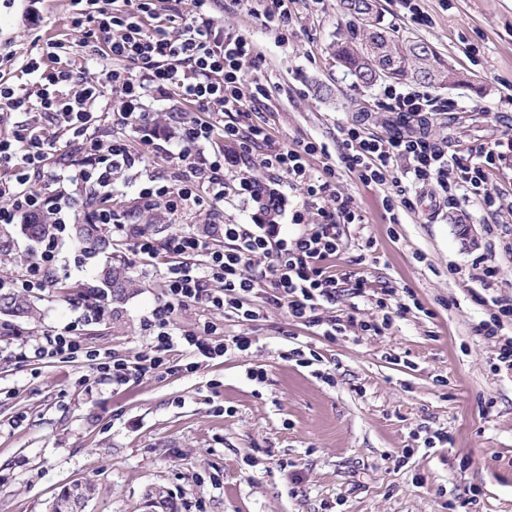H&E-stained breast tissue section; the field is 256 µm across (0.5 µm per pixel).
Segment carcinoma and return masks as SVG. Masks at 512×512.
<instances>
[{"label":"carcinoma","instance_id":"cac0c4a2","mask_svg":"<svg viewBox=\"0 0 512 512\" xmlns=\"http://www.w3.org/2000/svg\"><path fill=\"white\" fill-rule=\"evenodd\" d=\"M341 5L344 16L348 18L350 36L333 46V55L357 82L372 85L378 81L366 52V48L370 47L381 54L380 63L387 78L431 87L448 86V62L430 44L400 37L394 29L384 25L378 0H341ZM368 7L372 8L375 15L374 24L370 28L364 26L361 19L364 9ZM22 230L29 237L40 239L52 232L53 224L47 217L40 224L22 225ZM72 231L79 245L89 254L104 253L110 247L109 239L98 224L84 221L73 225ZM102 280L117 300L123 299L132 286L129 266L124 262L105 266ZM0 311L27 317L35 313L27 299L11 292L0 293Z\"/></svg>","mask_w":512,"mask_h":512}]
</instances>
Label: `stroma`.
<instances>
[{"label": "stroma", "mask_w": 512, "mask_h": 512, "mask_svg": "<svg viewBox=\"0 0 512 512\" xmlns=\"http://www.w3.org/2000/svg\"><path fill=\"white\" fill-rule=\"evenodd\" d=\"M383 20L400 35L431 43L470 84L437 89L455 109L439 116L433 135L449 146L491 141L512 129V0H419L410 13L402 0H380ZM266 0H217L219 24L251 36L264 56L260 78L269 90L262 113L277 139L310 138L336 153L339 127L367 117L374 133H393V113L377 105L384 86L354 84L328 46L348 34L339 0H296L287 42L265 25ZM70 41L69 0H0V76L21 83L20 64L38 41L58 34ZM118 95L105 90L94 128L102 141L122 138L142 149V131L117 121ZM12 121L42 129L57 142L50 161L65 174L83 162L69 134L39 112ZM175 160L148 156L112 179L111 204L130 212L157 240L172 231L247 224L255 205L227 198L211 212L189 206L142 212L135 198L150 176L177 179ZM365 221L350 226L339 269L364 273L374 287L409 288L424 309L396 316L385 336L328 342L289 325L285 312L267 307L265 320L244 323L194 306L180 311L178 328L201 319L222 336H253L249 351L202 362L198 371L79 384L83 360L49 363L20 358L26 339L57 330L80 315L81 295L108 257L125 259L134 286L112 301L99 323L82 326L81 341L99 351L131 356L146 343L143 316L163 295V261L142 262L127 245L85 255L66 235L58 281L28 293L37 314L0 312V512H47L75 483H92L85 512H512V375L494 373V340L475 326L487 308L470 279L482 252L484 227L512 235V213L465 203V223L436 213L431 190L397 225L386 224L381 188L349 174L337 182ZM379 244V260H360L365 238ZM39 250L20 225L0 233V278L20 275ZM457 274H449V267ZM308 347L318 368L284 360V350ZM262 366L264 383L247 377ZM332 382H324V374ZM448 436L433 448L425 442Z\"/></svg>", "instance_id": "stroma-1"}]
</instances>
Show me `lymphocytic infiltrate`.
Instances as JSON below:
<instances>
[{
	"label": "lymphocytic infiltrate",
	"mask_w": 512,
	"mask_h": 512,
	"mask_svg": "<svg viewBox=\"0 0 512 512\" xmlns=\"http://www.w3.org/2000/svg\"><path fill=\"white\" fill-rule=\"evenodd\" d=\"M214 3L70 0L71 24L81 34L78 44L50 39L41 56L27 58L21 72L33 79V88L0 79V122L15 112L47 113L71 132L85 156L69 178H60L48 166L56 149L53 140L35 126L14 124L0 137V168L12 172L9 180L0 181L1 227L47 214L64 224L63 211L71 206L67 185H89L108 195L115 173L143 162V153L133 150L126 140L115 139L108 148H101L91 129L94 106L106 85L122 99L123 122L140 129L154 122L143 103L149 90L169 92L190 109L178 120L182 143L178 159L185 172L174 183L149 177L138 192L141 208L150 211L161 205L175 212L190 204H204L214 209L230 196L258 205L252 223L224 225L220 246L189 230L175 232L160 244L145 228L130 223L126 212L109 206L91 211L93 223L108 227L133 256L153 260L164 253L171 258L163 273L164 294L144 320L149 342L129 358L87 350L77 337L79 324L101 318L109 305L107 294L91 287L80 322L23 343L22 358L82 357L93 377L123 384L133 377L174 370L178 366L173 354L178 349L186 357L178 368L193 373L201 361L252 347L249 336L216 338L217 327L209 320L197 330L178 331L177 313L189 306L218 310L248 323L264 319V307L269 304L285 311L291 325L315 329L330 342L355 328L369 336L387 335L394 315L411 309L396 288H381L379 314L372 319H359L353 311L343 316L322 313L324 306L335 304L343 294L361 297L371 288L365 276L339 273L331 265L348 226L364 221L354 199L336 188L340 166L363 184L383 187L382 206L392 224L399 223L402 212L413 210L414 195L428 186L436 187L435 204L448 213L461 212L466 198L489 211L512 209V189L493 194L486 188L491 171L512 162V134L449 153L447 140L432 138L427 132L438 116L447 114L448 104L420 89L401 91L389 85L383 90L385 109L404 122L417 123L418 131L380 136L369 132L364 121L346 123L340 128L339 164H324L319 174H311L309 158L326 154V146L313 139L283 144L272 137L266 122L254 121V114L264 105L266 86L256 80L248 95L241 86L247 74L260 72L263 57L246 34L224 30L216 23ZM177 18L182 25L176 29L172 23ZM96 43L101 44L102 55L111 59V66L94 73L87 67L76 72L61 65V55ZM217 138L231 144V151L209 159L195 158L193 147ZM256 167L284 180L288 187H301L303 210H316L317 224L301 228V212L292 216L297 231L288 232L279 224L286 198L250 176V169ZM485 233L486 250L471 263L472 280L490 293L485 300L487 317L476 331L496 341L492 369L511 373L512 336L507 330L512 327V295L498 292L502 280L496 255L512 257V240L501 239L493 224L487 225ZM61 245L58 237L45 239L18 278L0 279V291L43 292L52 287ZM259 293L265 298L261 307L252 301Z\"/></svg>",
	"instance_id": "lymphocytic-infiltrate-1"
}]
</instances>
